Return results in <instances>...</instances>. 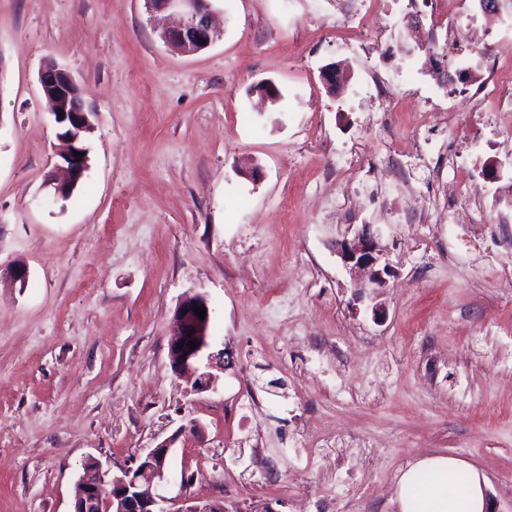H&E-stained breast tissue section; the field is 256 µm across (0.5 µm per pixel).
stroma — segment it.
<instances>
[{"instance_id": "35a3bbf8", "label": "stroma", "mask_w": 512, "mask_h": 512, "mask_svg": "<svg viewBox=\"0 0 512 512\" xmlns=\"http://www.w3.org/2000/svg\"><path fill=\"white\" fill-rule=\"evenodd\" d=\"M312 2L213 0L221 37L183 54L144 0H0V512H71L86 462L116 472L170 437L180 502L398 512L407 464L449 454L487 476L488 512H512V242L489 221L512 165L469 224L369 205L337 223V149L363 194L398 188L366 177L383 138L321 79L335 64L356 84L365 57ZM48 61L91 111L66 200L44 186L62 148ZM367 223L394 275L359 301L336 245ZM187 293L224 353L206 390L168 357Z\"/></svg>"}]
</instances>
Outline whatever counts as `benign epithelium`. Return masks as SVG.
Segmentation results:
<instances>
[{"mask_svg":"<svg viewBox=\"0 0 512 512\" xmlns=\"http://www.w3.org/2000/svg\"><path fill=\"white\" fill-rule=\"evenodd\" d=\"M146 5L155 19L164 15L179 16L178 24L162 28L159 36L165 43L186 53H198L218 38V31L211 21V0H146ZM39 83L55 124L69 130L68 134L60 137L66 146L60 154L66 178L45 181L49 194L65 200L73 194L88 169V152L82 146V138L91 130L90 112L81 88L59 65L51 63L44 66L39 73ZM62 112L65 113L63 118L60 117ZM338 254L345 264L368 271V280L355 285L356 298L377 297L379 289L387 287L386 275L391 273V269L387 264L380 265V249L370 226H364L357 243L340 244ZM196 306L206 310L204 318L195 314ZM210 319V307L204 296L185 297L177 306L176 330L169 342L172 370L180 376L195 375L194 387L198 390L212 386V376L199 372L197 367L202 357H207L210 365L224 366V352H208ZM192 341L198 344L194 350L190 349ZM180 344L183 345L181 349L178 348ZM173 444L172 438L159 443L118 474H112L103 469L101 463H96L95 476L81 478L73 512H166L160 507L165 497L159 489L167 479V458Z\"/></svg>","mask_w":512,"mask_h":512,"instance_id":"7a95c632","label":"benign epithelium"}]
</instances>
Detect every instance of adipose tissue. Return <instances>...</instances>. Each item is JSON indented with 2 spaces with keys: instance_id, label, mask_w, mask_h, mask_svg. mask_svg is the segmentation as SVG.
<instances>
[{
  "instance_id": "obj_1",
  "label": "adipose tissue",
  "mask_w": 512,
  "mask_h": 512,
  "mask_svg": "<svg viewBox=\"0 0 512 512\" xmlns=\"http://www.w3.org/2000/svg\"><path fill=\"white\" fill-rule=\"evenodd\" d=\"M487 478L479 468L452 455L415 459L396 487L399 512H486Z\"/></svg>"
}]
</instances>
